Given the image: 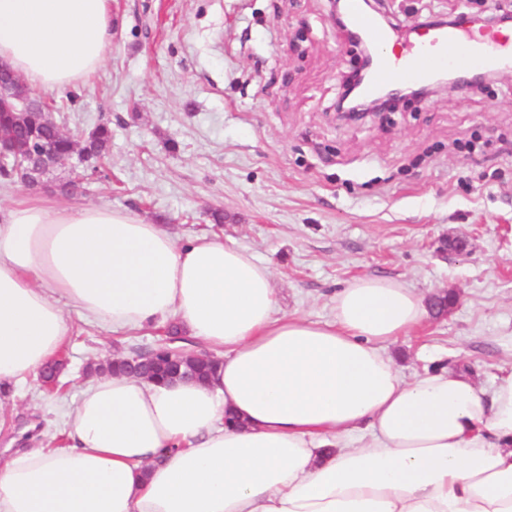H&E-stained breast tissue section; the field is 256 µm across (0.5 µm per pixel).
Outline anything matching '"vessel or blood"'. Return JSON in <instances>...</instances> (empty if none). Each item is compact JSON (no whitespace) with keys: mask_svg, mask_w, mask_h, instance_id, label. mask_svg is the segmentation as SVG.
<instances>
[{"mask_svg":"<svg viewBox=\"0 0 512 512\" xmlns=\"http://www.w3.org/2000/svg\"><path fill=\"white\" fill-rule=\"evenodd\" d=\"M347 11L361 33L372 42L387 43L388 33L363 9L362 0H346ZM512 44V31L475 32L464 27L433 28L423 38L407 42L399 56L381 53L366 95L406 82L424 83L448 65L491 70L504 58L503 48Z\"/></svg>","mask_w":512,"mask_h":512,"instance_id":"vessel-or-blood-1","label":"vessel or blood"}]
</instances>
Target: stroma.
<instances>
[{
	"label": "stroma",
	"mask_w": 512,
	"mask_h": 512,
	"mask_svg": "<svg viewBox=\"0 0 512 512\" xmlns=\"http://www.w3.org/2000/svg\"><path fill=\"white\" fill-rule=\"evenodd\" d=\"M487 6L512 0L380 2L400 40L431 15ZM112 13L101 68L41 95L67 135L108 124V158L66 193L0 176V204L107 205L182 240L218 235L269 266L281 312L312 321L359 277L448 290L458 300L446 316L388 347L403 378L464 366L487 389L512 367V76L343 125L328 108L358 58L328 0H112ZM454 236L465 254L444 252ZM65 313L74 331L55 381L18 390L0 451L64 446L97 365L164 337Z\"/></svg>",
	"instance_id": "35a3bbf8"
}]
</instances>
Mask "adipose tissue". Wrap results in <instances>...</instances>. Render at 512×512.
Wrapping results in <instances>:
<instances>
[{"label": "adipose tissue", "mask_w": 512, "mask_h": 512, "mask_svg": "<svg viewBox=\"0 0 512 512\" xmlns=\"http://www.w3.org/2000/svg\"><path fill=\"white\" fill-rule=\"evenodd\" d=\"M112 0H0V65L55 91L88 80ZM115 332L176 320L223 357L211 382L104 373L66 447L0 457V512H512V369L405 381L387 348L427 316L382 277L326 321L280 313L270 268L105 205H0V409L54 362L66 307Z\"/></svg>", "instance_id": "ef3b65f1"}]
</instances>
